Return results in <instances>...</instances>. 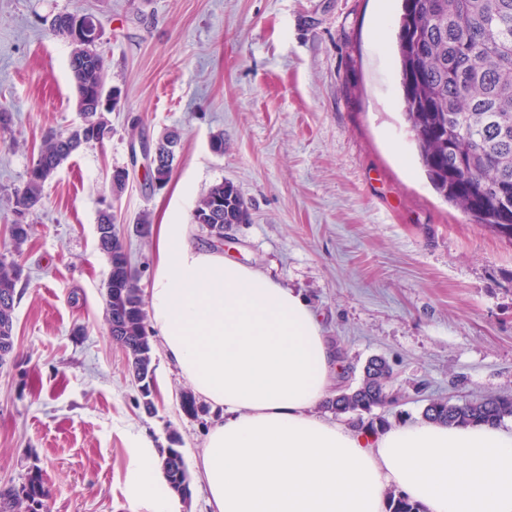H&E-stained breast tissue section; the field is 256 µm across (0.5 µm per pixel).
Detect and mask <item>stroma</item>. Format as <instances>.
Wrapping results in <instances>:
<instances>
[{
	"instance_id": "1",
	"label": "stroma",
	"mask_w": 512,
	"mask_h": 512,
	"mask_svg": "<svg viewBox=\"0 0 512 512\" xmlns=\"http://www.w3.org/2000/svg\"><path fill=\"white\" fill-rule=\"evenodd\" d=\"M401 0H0V240L44 135L81 122L72 44L56 15L93 14L108 86L103 143L74 153L45 185L19 258L15 349L0 363V487L39 469L49 512H150L133 491L137 446L177 444L191 495L177 512H208L196 462L220 413L180 406L190 384L161 347L145 412L125 352L105 320L110 272L97 220L117 214L138 284L149 290L155 234L189 225L201 248L257 268L309 300L339 369L356 386L365 364L393 368L396 405L363 414L420 419L430 400L512 394V241L475 224L432 188L403 116L397 47ZM176 131L169 181L149 184L131 147ZM223 133L224 150L211 147ZM130 180L114 194L111 174ZM228 180L250 221L213 242L191 214Z\"/></svg>"
}]
</instances>
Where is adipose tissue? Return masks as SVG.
<instances>
[{"label": "adipose tissue", "mask_w": 512, "mask_h": 512, "mask_svg": "<svg viewBox=\"0 0 512 512\" xmlns=\"http://www.w3.org/2000/svg\"><path fill=\"white\" fill-rule=\"evenodd\" d=\"M158 254L149 315L164 356L224 409L198 464L212 512H385L390 489L424 512H512V428L328 420L334 354L301 293L196 247L185 224L159 226ZM134 491L172 512L150 450Z\"/></svg>", "instance_id": "adipose-tissue-1"}]
</instances>
